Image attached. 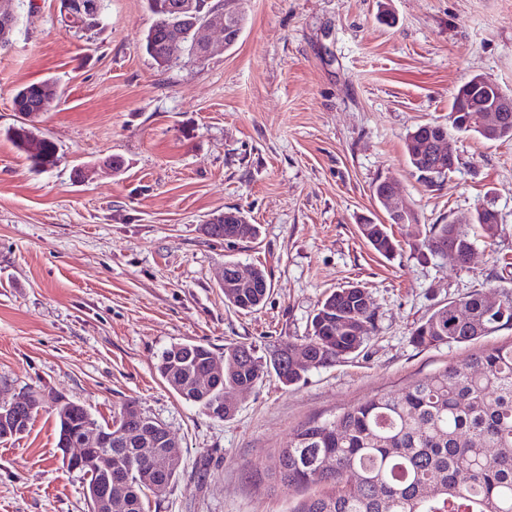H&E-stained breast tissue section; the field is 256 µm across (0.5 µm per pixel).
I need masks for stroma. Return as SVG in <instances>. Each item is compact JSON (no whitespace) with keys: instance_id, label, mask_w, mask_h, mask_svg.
Wrapping results in <instances>:
<instances>
[{"instance_id":"35a3bbf8","label":"stroma","mask_w":512,"mask_h":512,"mask_svg":"<svg viewBox=\"0 0 512 512\" xmlns=\"http://www.w3.org/2000/svg\"><path fill=\"white\" fill-rule=\"evenodd\" d=\"M32 2L0 45V397L61 395L102 424L136 401L182 452L149 512H292L299 496L270 468L300 425L512 342V329L449 347L410 340L473 290L512 297V140L458 136L459 165L433 187L412 175L404 145L417 125L447 121L471 75L512 92V0H240L231 49L166 70L140 46L153 22L144 0H100V25L80 33L62 0ZM46 78L59 96L36 125L57 161L36 169L4 132L21 121L16 91ZM113 158L120 171L106 167ZM384 179L414 223L488 207L500 234L465 266L407 250L385 258L359 232L390 224L372 196ZM234 209L258 225L256 240L204 234ZM230 259L265 270L259 310L225 304ZM350 284L375 311L367 346L292 386L265 376L234 396L230 419L205 415L156 372L180 342L262 355L308 335L319 301ZM56 443L47 409L0 440V512H89L85 478Z\"/></svg>"}]
</instances>
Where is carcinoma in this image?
<instances>
[{
    "label": "carcinoma",
    "instance_id": "cac0c4a2",
    "mask_svg": "<svg viewBox=\"0 0 512 512\" xmlns=\"http://www.w3.org/2000/svg\"><path fill=\"white\" fill-rule=\"evenodd\" d=\"M155 16L142 34V46L160 68L170 66L166 38L169 27L191 42L189 28H201L216 17L233 21L241 32L245 17L237 0H181L185 13L171 17V0H145ZM20 0H0V43L9 41L18 22ZM58 97L56 83L47 78L25 85L14 96L16 111L27 121L8 128L5 137L35 165L51 167L56 147L42 135L35 118ZM470 131L488 140L477 122ZM453 121L417 126L405 137L409 166L422 183L432 186L445 178L448 159L429 151L417 153L413 143L430 133L469 131ZM362 237L377 253L389 257L401 249L400 241L385 224L359 225ZM206 234L227 243L253 240L258 226L240 215L239 222L221 219L204 225ZM500 231L490 214L475 210L446 224L412 225L406 232L410 251L419 260L438 257L434 245L453 248L465 256L478 240L492 244ZM237 262L224 263V300L244 311L264 303L270 281L262 269L247 282L234 279ZM369 293L358 286L338 288L318 305L311 320V333L288 337L273 346L283 360L259 356L245 343L224 346V377L196 387L190 381L209 370L216 354L202 343H177L164 351L156 372L175 394L207 414L222 407L224 417L235 412L231 395L256 386L273 369L279 381L294 385L309 372L335 364L356 353L371 338L375 312L365 304ZM459 301L469 310L467 322L456 321V301L435 309L411 332L412 342L423 348L472 343L501 329H512V298L496 310L488 308L484 295L475 290ZM24 411L25 424L16 432H29L39 410L48 408L57 422V442L87 429L105 434L110 428L155 430L150 446L112 444V474L122 477L126 512H146L149 496L170 487L181 465L179 445L165 439L163 424L136 408L122 405L112 424H99L88 408L70 401L51 406L45 394L30 391ZM87 476L85 497L104 473L92 464L75 467ZM272 474L284 487L301 493L313 486L322 490L303 498L293 512H512V343L493 345L474 353L460 364H450L417 379L401 392L383 393L347 408L334 418L312 420L294 434L288 447L276 456Z\"/></svg>",
    "mask_w": 512,
    "mask_h": 512
}]
</instances>
